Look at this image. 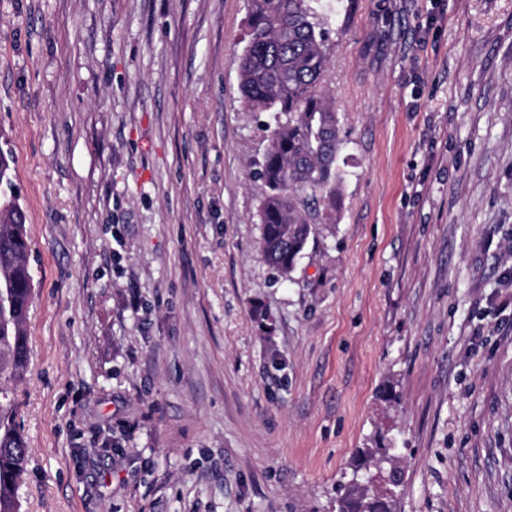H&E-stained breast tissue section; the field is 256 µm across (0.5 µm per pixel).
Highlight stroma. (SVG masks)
I'll list each match as a JSON object with an SVG mask.
<instances>
[{
  "label": "stroma",
  "instance_id": "35a3bbf8",
  "mask_svg": "<svg viewBox=\"0 0 512 512\" xmlns=\"http://www.w3.org/2000/svg\"><path fill=\"white\" fill-rule=\"evenodd\" d=\"M247 42V0H0L20 512H337L379 439L394 512H512V0H340L346 175L287 278ZM26 217L16 197L0 202V285L9 299L0 307V380L20 381L28 367L27 316L33 277L28 265Z\"/></svg>",
  "mask_w": 512,
  "mask_h": 512
}]
</instances>
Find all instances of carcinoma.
Masks as SVG:
<instances>
[{
	"label": "carcinoma",
	"mask_w": 512,
	"mask_h": 512,
	"mask_svg": "<svg viewBox=\"0 0 512 512\" xmlns=\"http://www.w3.org/2000/svg\"><path fill=\"white\" fill-rule=\"evenodd\" d=\"M322 0H249L250 38L240 58V87L248 105L285 116L273 131L261 175L268 193L259 208L261 248L286 277L320 224L336 223L345 171L341 124L321 81L328 14ZM26 217L16 197L0 202V380L20 381L28 367L27 316L33 277ZM352 479L337 488L339 512H393V498L370 492L359 472L391 458L380 443L364 450ZM28 446L13 410L0 403V512H19Z\"/></svg>",
	"instance_id": "cac0c4a2"
}]
</instances>
